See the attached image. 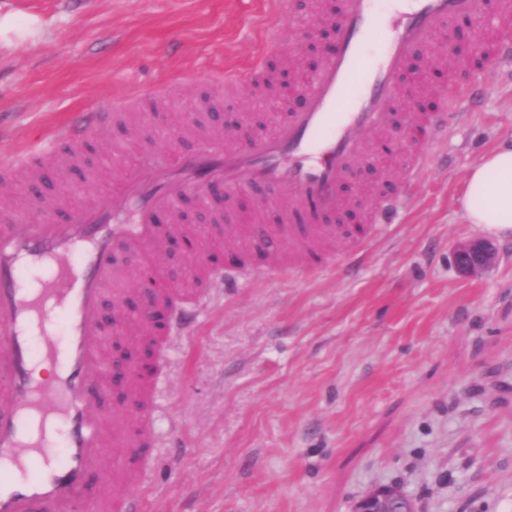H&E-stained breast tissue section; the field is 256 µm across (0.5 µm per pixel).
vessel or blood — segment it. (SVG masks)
I'll return each instance as SVG.
<instances>
[{
	"mask_svg": "<svg viewBox=\"0 0 512 512\" xmlns=\"http://www.w3.org/2000/svg\"><path fill=\"white\" fill-rule=\"evenodd\" d=\"M475 0H392L379 12L374 0H339L333 20L339 47L306 87L304 105L279 122L272 135L256 142L214 141L196 130V151L170 163L150 158V176L122 177L109 192L66 219L49 212L0 221V512H143L131 485L145 472L124 470L115 451L148 448L156 441L154 409L159 382L148 373H129L141 415V429L126 439L114 436L109 400L112 356L106 347L103 303L121 295L125 276L120 251L158 254L166 239L187 233L184 225L160 223L161 212L192 195L208 200L213 187L236 193L251 185L271 186L283 223L254 225L251 248L263 240L289 241L287 255H266L264 264L231 259L230 280L249 278L297 262L324 268L332 245V223L348 205L343 186L354 168L396 151L390 132L399 100L395 82L418 47L433 44L457 20L472 17ZM497 39L490 60L512 57V0H496ZM382 38V52L369 60L367 48ZM467 91L456 69L446 73V90L436 111L418 115L408 173L423 167L428 146L448 128V112ZM136 98L111 110L88 111L54 132L45 147L50 166H80L88 135L105 134L116 113L128 112ZM43 267L35 288L20 285V273ZM63 321L62 342L44 352L56 371L35 379L30 331ZM65 427L64 448L51 441L55 423Z\"/></svg>",
	"mask_w": 512,
	"mask_h": 512,
	"instance_id": "b4317fda",
	"label": "vessel or blood"
}]
</instances>
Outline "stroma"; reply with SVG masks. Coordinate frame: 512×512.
<instances>
[{
    "mask_svg": "<svg viewBox=\"0 0 512 512\" xmlns=\"http://www.w3.org/2000/svg\"><path fill=\"white\" fill-rule=\"evenodd\" d=\"M293 2L281 15L275 0H0L1 14L40 25L0 40V158L155 85L174 105L88 138L84 165L45 194L63 213L144 175L148 156L193 151L191 136L167 149L139 131L161 116L213 126L217 100L250 111L256 93L217 78L259 59L276 74L267 21L284 42L317 7ZM465 76L475 93L411 184L397 155L398 206L377 237L338 239L318 272L211 280L207 308L161 364L144 512H352L394 483L418 512H512V238L481 276L451 263L479 235L461 205L469 166L512 142V64Z\"/></svg>",
    "mask_w": 512,
    "mask_h": 512,
    "instance_id": "1",
    "label": "stroma"
}]
</instances>
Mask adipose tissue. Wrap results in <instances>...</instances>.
I'll list each match as a JSON object with an SVG mask.
<instances>
[{"label": "adipose tissue", "mask_w": 512, "mask_h": 512, "mask_svg": "<svg viewBox=\"0 0 512 512\" xmlns=\"http://www.w3.org/2000/svg\"><path fill=\"white\" fill-rule=\"evenodd\" d=\"M462 205L469 223L499 238L512 236V145L498 146L469 167Z\"/></svg>", "instance_id": "obj_1"}]
</instances>
